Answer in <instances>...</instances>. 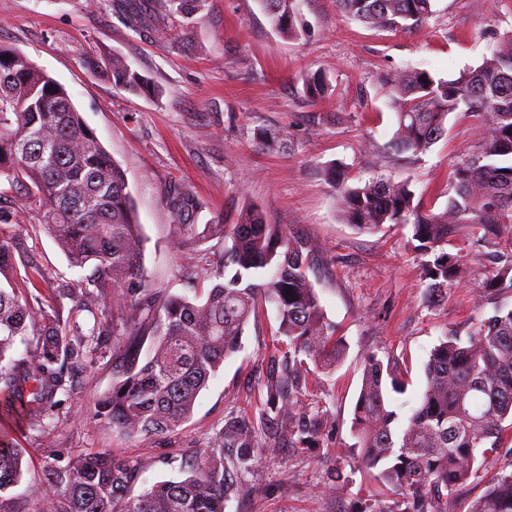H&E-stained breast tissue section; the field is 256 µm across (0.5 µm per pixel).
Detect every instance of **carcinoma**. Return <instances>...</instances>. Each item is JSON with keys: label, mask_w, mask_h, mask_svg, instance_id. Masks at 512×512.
Segmentation results:
<instances>
[{"label": "carcinoma", "mask_w": 512, "mask_h": 512, "mask_svg": "<svg viewBox=\"0 0 512 512\" xmlns=\"http://www.w3.org/2000/svg\"><path fill=\"white\" fill-rule=\"evenodd\" d=\"M205 0H109L112 16L151 39L173 42L169 21L188 24ZM300 0H260L276 33L308 34L298 25ZM354 19L382 30L424 23L432 0H338ZM89 68L112 78L120 90L149 97L162 89L120 55L86 58ZM396 113V130L380 160L412 164L445 134L448 115L461 112L481 131L480 145L463 155L451 173L454 195L440 212L415 201L408 178L374 177L350 182L346 167H322L344 221L373 232L386 224L412 226L425 253L461 228L490 243L512 223V36L498 40L480 65L453 79L413 68L381 77ZM325 76L303 83L309 99L323 98ZM255 138L285 150L288 140L261 128ZM0 199L19 190L38 199L41 229L71 267L91 273L79 288L58 282L40 288V272L26 260L22 240H0V394L19 405L11 412L40 422L43 405L64 389V368L96 354L118 361L112 390L98 414L133 437L174 431L194 412L197 398L224 360L240 348L251 317L269 304L277 334L286 338L276 371L262 383L260 427L237 417L225 420L201 453L199 471L160 481L134 496L140 476L131 461L104 451L48 462L43 480L27 497L10 495L24 473L26 449L0 430V512H226L239 487L235 472L250 471L277 451V433L304 448L325 435V414L304 408L303 389L315 371L336 366L346 344L324 315L307 271V244L267 224L246 205L234 223L217 218L197 224L202 203L188 185L171 182L161 195L178 226V250L197 270L207 291L194 298L153 287L143 272V238L124 171L83 120L67 89L26 55L0 44ZM219 239L224 253L214 262L199 242ZM491 271L474 283L476 306L488 315L468 335H445L431 349L419 404L398 424L388 393L408 381L397 366L367 356L353 408L361 459L379 469L381 484L399 496L392 512H448V495L473 475L478 454L501 448L503 423L512 420V238L491 255ZM427 298L442 288L471 281L456 257L440 253L427 266ZM87 312L93 323L82 328ZM35 338L36 348L15 360L17 344ZM234 448L231 458L224 449ZM470 512H512V472L499 473Z\"/></svg>", "instance_id": "1"}]
</instances>
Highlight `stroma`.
<instances>
[{"label":"stroma","mask_w":512,"mask_h":512,"mask_svg":"<svg viewBox=\"0 0 512 512\" xmlns=\"http://www.w3.org/2000/svg\"><path fill=\"white\" fill-rule=\"evenodd\" d=\"M435 13L420 27L378 31L347 17L336 0H302L310 33L282 39L259 0H206L189 27L174 26L178 45L141 38L113 19L104 5L86 0H0V43L25 54L65 86L84 121L126 172L144 236V270L157 288L193 295L186 261L174 247L179 234L161 204L169 182L187 183L203 204L199 224L220 216L234 221L243 205H257L267 223L307 243L308 271L328 321L348 350L336 370L311 378L303 402L321 409L331 431L318 447L282 440L278 451L239 475L238 494L226 512H394L396 498L381 493L377 472L361 463L352 432L353 407L369 354L396 360L407 371L402 394L390 407L407 416L424 388L431 348L445 334H466L480 312L472 288L452 285L434 301L424 298L426 255L412 229L385 225L360 232L341 220L333 188L318 174L343 162L353 180L410 178L424 208L442 211L457 157L478 144L473 118L448 117L446 137L410 168L380 165L378 151L393 136L396 115L379 77L408 67L452 79L478 66L493 40L512 34V0H435ZM126 57L162 88L160 97L135 96L83 62L90 51ZM328 80L329 96L312 101L303 81L314 72ZM258 128L284 132L287 150L260 146ZM0 207L17 212L0 226V238L26 240L30 259L46 281L79 283L82 271L42 229L32 224L40 204L16 194ZM443 250L481 279L490 246L468 232L449 237ZM274 307L250 322L242 348L227 358L199 395L192 417L176 431L130 437L97 413L111 388V355L75 371L71 387L46 404L44 427L18 425L11 433L26 448V482L42 480L50 456L64 460L102 450L141 464L134 487L190 475L200 452L233 415L257 422L259 384L282 347ZM350 477L347 493L331 497L324 485L332 469ZM512 454L498 452L478 466L466 486L448 498V512H468Z\"/></svg>","instance_id":"35a3bbf8"}]
</instances>
